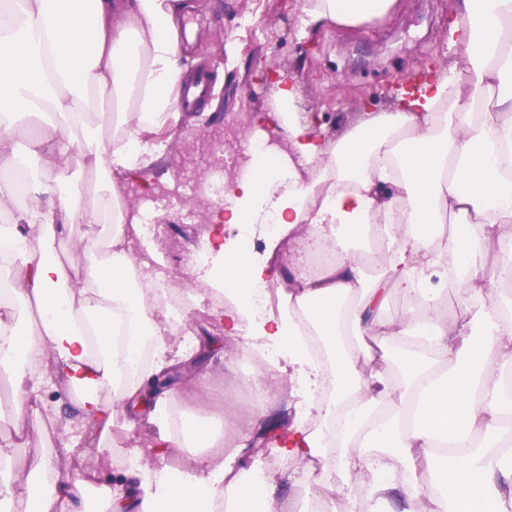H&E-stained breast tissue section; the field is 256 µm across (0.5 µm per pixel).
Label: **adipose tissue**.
<instances>
[{
  "label": "adipose tissue",
  "instance_id": "adipose-tissue-1",
  "mask_svg": "<svg viewBox=\"0 0 512 512\" xmlns=\"http://www.w3.org/2000/svg\"><path fill=\"white\" fill-rule=\"evenodd\" d=\"M0 0V164L19 158L13 131L24 118L41 122L31 140L40 170L65 176V151L81 139L86 164L107 188L100 205L76 193L57 195L50 207L33 199L16 225L0 226V259L16 266L8 296L36 306L38 321L11 328L13 313L0 303V374L14 395L0 405L17 435L26 430L32 396L63 376L99 445L109 449L124 430L116 403L139 400L172 364L168 313L160 300L168 275L155 262L144 288L131 287V244L141 218L128 204L130 181L148 182V166L163 143L149 135L179 114V0ZM397 0H302L301 21L357 25L388 16ZM463 24L449 28L450 44L465 47L467 67L456 76L435 67L410 78L401 104L381 112L336 143L316 139L293 118L295 86H278L282 128L292 155L253 162L214 207L200 243L210 259L206 283L234 294L225 307L224 334L246 348L275 347L280 362L260 367L248 383L260 400L232 412L233 434L208 439L204 457L188 465L179 454L190 427L174 430L168 414L179 391L154 397L150 421L158 440H134L128 455L144 459L168 449L163 474L138 466L107 483L98 468L60 473L39 454L26 475L0 478V512H210L223 498L225 512H278L284 482L265 477L257 496L252 479V438L266 416L268 394L295 382L296 415L284 421L273 451L307 467L339 468L342 484L317 482L312 494L345 512H493L512 503V448L502 447V407L512 404V302L487 303L483 286L491 248L512 236V0H463ZM496 28L481 39L482 24ZM110 98L113 133L83 124L92 94ZM330 201L317 205L320 196ZM278 217L280 230L264 254H242L231 228ZM453 223L448 251L463 256L458 285L468 296L460 318L445 321L430 305L448 283L444 254L431 248L434 225ZM110 225L111 256L99 259L95 240L78 258L60 259L55 225ZM326 247L345 249L359 229L391 244L390 259L367 274L358 259L343 257L315 276L290 279L276 309L255 317L241 301L245 286L267 281L270 260L298 227ZM447 251V252H448ZM408 305L402 318L386 314L392 292ZM310 324L330 356L322 370L300 332ZM153 339L146 365L128 371L114 347L116 335ZM418 338L401 377H394L385 347ZM330 373V399L315 400L302 383ZM371 484H356L362 472Z\"/></svg>",
  "mask_w": 512,
  "mask_h": 512
}]
</instances>
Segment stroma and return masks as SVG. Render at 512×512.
<instances>
[{
  "label": "stroma",
  "mask_w": 512,
  "mask_h": 512,
  "mask_svg": "<svg viewBox=\"0 0 512 512\" xmlns=\"http://www.w3.org/2000/svg\"><path fill=\"white\" fill-rule=\"evenodd\" d=\"M195 9L181 17L186 30L180 53L187 73L208 70L211 96L194 112H184L162 135L165 151L150 170L151 183L172 189L169 201L156 204L152 223L135 238V256L158 252L175 288L198 295L208 291L203 272L191 259L200 251L199 218L185 205L196 180L207 178L212 161L205 154H188V144L206 141L229 123L266 113L274 107V77L294 83L300 95L296 110L308 119L320 141L335 139L362 122L369 113L393 110L403 79L433 64L464 67L459 48L448 43V19L459 0H398L387 17L356 26L325 21L308 28L300 23L299 0H194ZM233 42L236 63L227 66L224 46ZM71 181L49 187L80 194L87 203L105 194L101 177L86 168L79 145L68 147ZM198 340L219 338V350L231 358V368L215 361L214 385L231 388L252 375L256 365L236 342L225 339L224 323L203 310L191 319ZM52 397H40L47 411L29 437L17 438L14 427L0 422V444H11L16 469L33 455L53 448L59 468L78 469L96 463L98 436L62 380H54ZM83 436L79 448L59 450V437L69 430Z\"/></svg>",
  "instance_id": "1"
}]
</instances>
